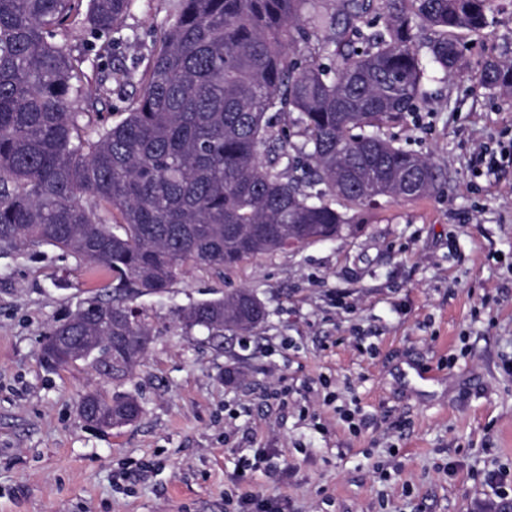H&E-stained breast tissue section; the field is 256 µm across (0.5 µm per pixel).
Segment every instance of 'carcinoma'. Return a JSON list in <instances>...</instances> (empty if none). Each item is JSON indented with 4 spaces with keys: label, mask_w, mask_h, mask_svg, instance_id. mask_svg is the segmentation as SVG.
<instances>
[{
    "label": "carcinoma",
    "mask_w": 512,
    "mask_h": 512,
    "mask_svg": "<svg viewBox=\"0 0 512 512\" xmlns=\"http://www.w3.org/2000/svg\"><path fill=\"white\" fill-rule=\"evenodd\" d=\"M135 2L0 0V250L53 247L112 289L45 335L53 368L96 362L53 337L98 332L188 266L222 272L290 238H337L349 209L437 191L435 164L384 126L417 111L433 73L459 70L456 32L484 29L492 0H176L139 96L94 123L73 109L83 59L57 37L78 24L120 34ZM480 82L512 91V61L486 59ZM292 113L299 144L273 129ZM266 316L246 288L177 312L208 336ZM112 335L127 337L126 378L142 362L134 337L151 330L133 311Z\"/></svg>",
    "instance_id": "1"
}]
</instances>
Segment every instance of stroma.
<instances>
[{
    "mask_svg": "<svg viewBox=\"0 0 512 512\" xmlns=\"http://www.w3.org/2000/svg\"><path fill=\"white\" fill-rule=\"evenodd\" d=\"M171 12L137 0L123 40L66 36L86 75L75 110L92 97L120 119ZM458 39L461 72L385 129L441 190L138 297L151 342L129 378L40 355L81 302L110 299L102 272L49 246L0 253V512H234L228 498L258 495L288 512H477L488 473H512V93L480 84L487 57L512 60V0ZM241 288L268 311L251 335L176 317ZM90 391L143 412L96 429L78 411Z\"/></svg>",
    "mask_w": 512,
    "mask_h": 512,
    "instance_id": "stroma-1",
    "label": "stroma"
}]
</instances>
